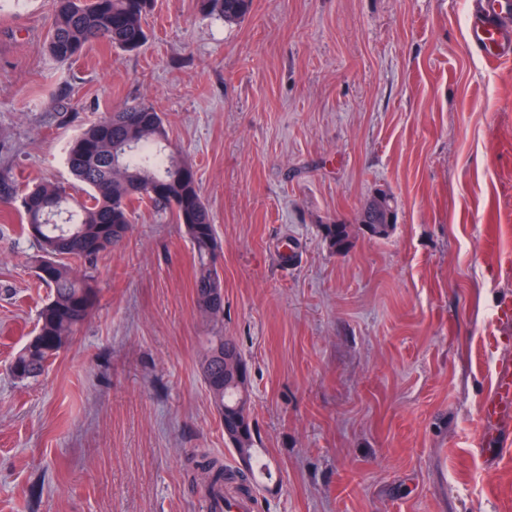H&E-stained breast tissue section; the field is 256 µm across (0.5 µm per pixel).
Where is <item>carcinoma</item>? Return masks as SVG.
Returning <instances> with one entry per match:
<instances>
[{"label": "carcinoma", "instance_id": "carcinoma-1", "mask_svg": "<svg viewBox=\"0 0 512 512\" xmlns=\"http://www.w3.org/2000/svg\"><path fill=\"white\" fill-rule=\"evenodd\" d=\"M253 0H197L206 16L228 24L243 21ZM154 0H52V18L46 49L61 62L80 58L90 45L136 52L147 41L145 18ZM67 166L84 185L83 195L56 183L19 191L12 169L0 168V204H19L21 231L36 246L38 281L50 289L42 307L35 341L27 344L9 365L11 377L24 382L41 375L48 361L91 314L96 301L93 277L72 266H96L99 257L131 230L134 204L149 203L170 212L183 225L195 255L194 281L199 311L216 316L224 311V296L212 295L219 279L216 255L219 243L213 218L201 195L194 165L174 155L162 113L149 104L127 105L88 125L70 144ZM393 195L379 191L359 212L357 222L386 224L395 218ZM33 224L41 232H29ZM331 251L351 245L350 225H323ZM235 353L239 372L233 385L224 383V346ZM210 398L221 419L235 420L225 437L252 471L254 431L247 414V369L233 338L214 336L201 361ZM204 482L212 491L224 485L226 470L213 460L198 462Z\"/></svg>", "mask_w": 512, "mask_h": 512}]
</instances>
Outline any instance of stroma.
Wrapping results in <instances>:
<instances>
[{"label":"stroma","mask_w":512,"mask_h":512,"mask_svg":"<svg viewBox=\"0 0 512 512\" xmlns=\"http://www.w3.org/2000/svg\"><path fill=\"white\" fill-rule=\"evenodd\" d=\"M469 0H253L244 22L155 0L136 53L42 49L51 0L0 5V166L70 183L69 142L163 112L221 245L200 314L183 226L141 205L98 261L97 304L44 374L8 373L50 290L0 205V512H207L196 460L239 466L206 389L234 338L271 478L256 512H506L512 463L480 408L512 358V60L467 41ZM395 199L387 239L355 228ZM353 227L331 252L322 225ZM392 203L394 204L393 195L389 191L380 190L359 212L357 218V223L359 224H361V222H368L375 224V226H381V224L388 223L392 218L393 224L391 229L384 236H377L374 229L370 233H367L365 230L370 231L369 224H362L365 228L364 231L369 234L371 238L384 239L390 235L395 225V209L392 208Z\"/></svg>","instance_id":"obj_1"}]
</instances>
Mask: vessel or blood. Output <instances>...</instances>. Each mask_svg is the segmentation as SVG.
<instances>
[{"mask_svg": "<svg viewBox=\"0 0 512 512\" xmlns=\"http://www.w3.org/2000/svg\"><path fill=\"white\" fill-rule=\"evenodd\" d=\"M469 40L473 46L497 60L512 58V0H477L469 17ZM480 416L488 432L490 456L500 462L512 458V449L499 447L501 433L512 430V359L499 363L492 392ZM211 512H254L253 499L239 496L210 500Z\"/></svg>", "mask_w": 512, "mask_h": 512, "instance_id": "1", "label": "vessel or blood"}]
</instances>
